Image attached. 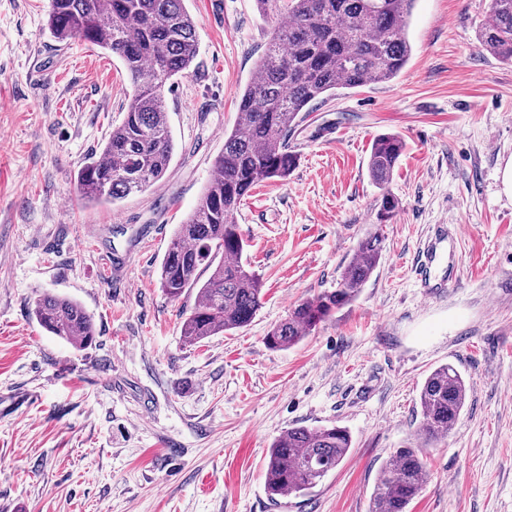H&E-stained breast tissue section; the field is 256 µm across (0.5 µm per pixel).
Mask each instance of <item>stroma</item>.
<instances>
[{
	"instance_id": "1",
	"label": "stroma",
	"mask_w": 512,
	"mask_h": 512,
	"mask_svg": "<svg viewBox=\"0 0 512 512\" xmlns=\"http://www.w3.org/2000/svg\"><path fill=\"white\" fill-rule=\"evenodd\" d=\"M199 38L166 85L176 144L161 183L114 205L77 199V171L125 115L119 59L45 29L49 0H0V512H369L390 453L417 445L426 376L454 365L468 401L424 453L408 512H512V64L478 47L489 0H417L395 79L315 104L289 135L283 180L241 202L263 304L239 330L191 346L194 292L169 299L161 261L235 124L274 21L254 0H184ZM406 148L387 187L373 140ZM399 202L378 221L383 192ZM458 229L424 287L433 225ZM381 259L358 298L296 346L264 340L297 302L336 288L359 241ZM51 293L92 316L84 349L32 315ZM351 435L344 464L271 505V442L294 426Z\"/></svg>"
}]
</instances>
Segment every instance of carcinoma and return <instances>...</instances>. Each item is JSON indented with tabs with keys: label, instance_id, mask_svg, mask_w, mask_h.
<instances>
[{
	"label": "carcinoma",
	"instance_id": "cac0c4a2",
	"mask_svg": "<svg viewBox=\"0 0 512 512\" xmlns=\"http://www.w3.org/2000/svg\"><path fill=\"white\" fill-rule=\"evenodd\" d=\"M184 0H50L46 26L59 43L78 39L118 57L132 93L122 123L101 153L78 170L77 194L87 202L113 204L158 184L169 168L174 140L164 88L189 73L198 54L196 24ZM266 18L278 21L255 72L243 90L237 119L224 134V151L212 162L209 182L196 207L178 225L163 257L159 286L168 298L197 290L182 324L185 343L251 323L263 300L262 283L242 261L244 242L237 213L260 182L285 179L299 161L288 133L312 102L386 82L407 66L412 46L406 28L416 0H255ZM480 48L512 63V0H490L478 34ZM405 143L397 134L373 142L368 171L384 186ZM398 201L384 193L380 221L393 219ZM380 259L379 235L362 239L338 286L293 305L265 336L273 349H289L337 311L351 304ZM209 273L202 279L203 273ZM32 313L46 332L76 348L96 336L92 317L76 301L44 293ZM468 398L461 373L451 364L435 368L419 391V439L425 446L448 436ZM352 448L344 428L295 426L271 443L265 489L273 501L303 494L343 463ZM422 449L399 448L379 468L369 512H407L426 487Z\"/></svg>",
	"mask_w": 512,
	"mask_h": 512
}]
</instances>
